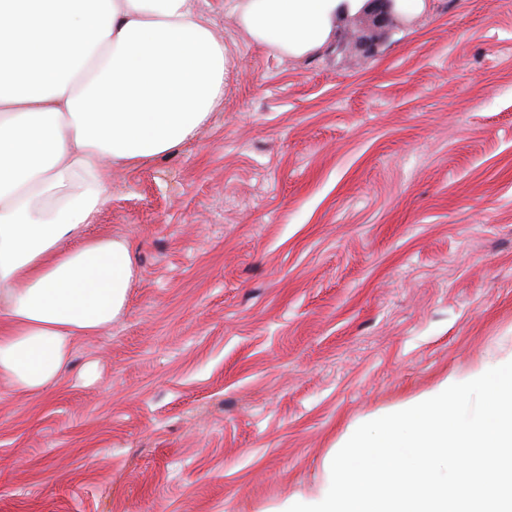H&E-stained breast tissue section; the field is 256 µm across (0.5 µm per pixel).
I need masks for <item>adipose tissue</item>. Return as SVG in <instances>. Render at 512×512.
<instances>
[{"label":"adipose tissue","mask_w":512,"mask_h":512,"mask_svg":"<svg viewBox=\"0 0 512 512\" xmlns=\"http://www.w3.org/2000/svg\"><path fill=\"white\" fill-rule=\"evenodd\" d=\"M361 0H236L256 43L302 56ZM224 97V44L190 0H0V382L38 395L125 311V240L87 230L104 163L190 140Z\"/></svg>","instance_id":"obj_1"}]
</instances>
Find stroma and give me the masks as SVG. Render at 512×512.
<instances>
[{
	"label": "stroma",
	"mask_w": 512,
	"mask_h": 512,
	"mask_svg": "<svg viewBox=\"0 0 512 512\" xmlns=\"http://www.w3.org/2000/svg\"><path fill=\"white\" fill-rule=\"evenodd\" d=\"M224 100L107 167L124 313L0 385V512H264L349 427L512 356V0L337 14L291 57L195 0Z\"/></svg>",
	"instance_id": "35a3bbf8"
}]
</instances>
